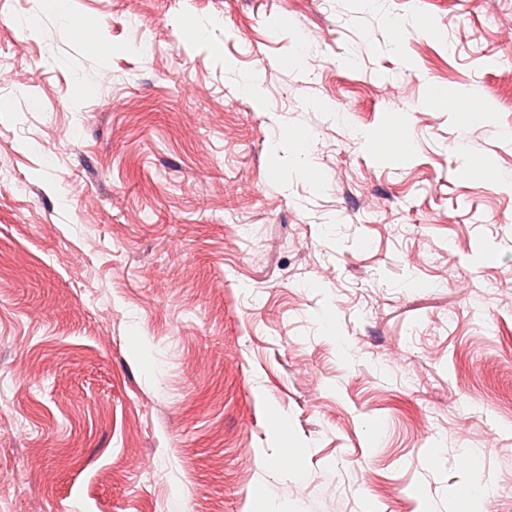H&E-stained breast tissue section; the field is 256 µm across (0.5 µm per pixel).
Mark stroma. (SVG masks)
<instances>
[{"mask_svg":"<svg viewBox=\"0 0 512 512\" xmlns=\"http://www.w3.org/2000/svg\"><path fill=\"white\" fill-rule=\"evenodd\" d=\"M1 102L0 512H512V0H0Z\"/></svg>","mask_w":512,"mask_h":512,"instance_id":"stroma-1","label":"stroma"}]
</instances>
